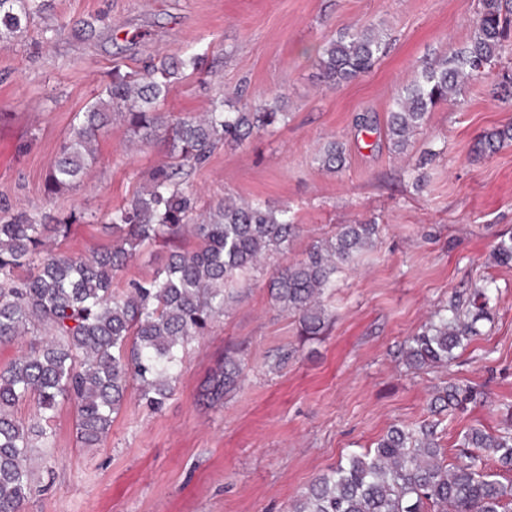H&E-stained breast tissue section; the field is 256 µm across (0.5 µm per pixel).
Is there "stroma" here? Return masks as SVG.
<instances>
[{
	"label": "stroma",
	"mask_w": 512,
	"mask_h": 512,
	"mask_svg": "<svg viewBox=\"0 0 512 512\" xmlns=\"http://www.w3.org/2000/svg\"><path fill=\"white\" fill-rule=\"evenodd\" d=\"M23 36L0 48V207L104 216L141 193L166 160L164 143L132 146L120 121L97 142L98 161L72 189L47 198L45 178L75 116L112 72H138L161 54H197L202 73L175 83L164 111L206 112L216 93L248 101L284 98L285 122L238 147H218L189 169L184 187L199 210L224 196L286 207L300 233L288 253L341 224L378 226L374 247L337 270L324 296L334 320L314 339L297 316L271 300L266 261L227 300L223 316L188 344L180 379L162 411L136 393L105 443L76 440L63 405L56 443L41 455L26 512H288L310 480L350 452L373 447L395 423L428 417L433 395L451 383L476 386L467 412L449 417L447 442L468 427L512 424V268L491 257L512 235V144L474 153L481 135L512 123V104L489 96L512 71V53L462 88L456 103L430 112L407 151L393 150L386 120L398 89L423 61L462 48L480 0H50ZM92 22L85 30L83 22ZM385 30L389 44L372 69L331 89L315 63L328 38L360 26ZM59 28L52 42L45 32ZM372 119L371 131L356 125ZM345 148L341 172L323 170L317 150ZM100 224H72L63 251L91 256L111 248ZM495 278L492 317L448 366L420 370L400 355L432 312ZM246 363L243 386L211 408L201 386L229 344ZM293 353L274 366L280 349Z\"/></svg>",
	"instance_id": "35a3bbf8"
}]
</instances>
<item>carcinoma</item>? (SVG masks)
Listing matches in <instances>:
<instances>
[{
  "label": "carcinoma",
  "instance_id": "carcinoma-1",
  "mask_svg": "<svg viewBox=\"0 0 512 512\" xmlns=\"http://www.w3.org/2000/svg\"><path fill=\"white\" fill-rule=\"evenodd\" d=\"M47 2L0 0V47L23 33ZM511 35L512 0H482L470 41L449 56L425 61L418 77L393 98L387 136L394 148L404 149L429 112L456 100L469 79L496 64ZM386 45L371 25L345 31L321 46L320 75L333 86L355 79L371 69ZM187 69H202L201 58H162L139 74L115 64L110 82L50 164L45 193L52 199L80 183L97 162L98 138L114 116L133 140L168 145V162L148 173L146 192L109 215L104 228L112 230V249L89 257L51 249L49 240L67 237L69 225L47 224L25 211L0 215V343L31 336L26 350L0 368V512H25L34 486L32 462L40 449L54 447L52 422L60 406L75 409L77 438L85 448L106 441L130 387L142 405L161 409L180 375L186 345L224 314L226 288L265 260L286 256L296 237L288 210L260 199L226 196L206 215H194L195 198L182 188L184 168L203 163L221 145L243 144L288 113L278 96L236 106L219 93L201 116L176 119L160 103ZM508 142L512 125L505 124L484 133L480 146L490 155ZM317 160L338 172L344 148L331 141ZM377 232L375 224H343L313 242L302 259L273 270L271 298L282 311L299 315L305 336L322 333L328 321L323 297L336 270L373 247ZM187 234L196 240L192 250L178 246ZM157 243L173 246L165 266L122 291L114 289L127 261ZM492 255L497 265L511 267L512 236L500 239ZM494 283L483 280L477 289L482 304L471 315L456 302L437 310L404 342L406 364L444 366L453 360L455 350L480 335L476 323L490 319L487 300ZM243 378V361L228 351L206 380L204 396L219 403ZM475 400L472 387L455 384L435 398L451 413ZM23 403L33 407L26 421L15 417ZM441 424L425 419L391 426L374 447L316 476L289 512H512V430L467 429L454 444L456 462L448 464Z\"/></svg>",
  "mask_w": 512,
  "mask_h": 512
}]
</instances>
